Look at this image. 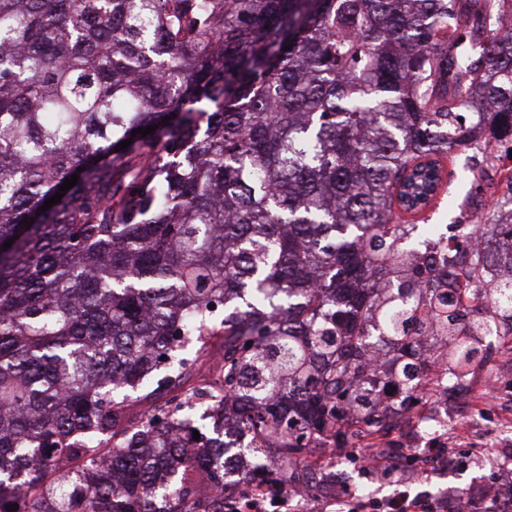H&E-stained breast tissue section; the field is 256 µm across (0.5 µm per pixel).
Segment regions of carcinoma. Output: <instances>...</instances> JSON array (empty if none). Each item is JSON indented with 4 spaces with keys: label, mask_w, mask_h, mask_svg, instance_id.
I'll list each match as a JSON object with an SVG mask.
<instances>
[{
    "label": "carcinoma",
    "mask_w": 512,
    "mask_h": 512,
    "mask_svg": "<svg viewBox=\"0 0 512 512\" xmlns=\"http://www.w3.org/2000/svg\"><path fill=\"white\" fill-rule=\"evenodd\" d=\"M506 9L0 0V512L279 508L315 449L394 433L373 393L414 400L417 337L480 370L512 208L446 258L403 211L424 160L497 185ZM228 435L276 466H227Z\"/></svg>",
    "instance_id": "cac0c4a2"
}]
</instances>
